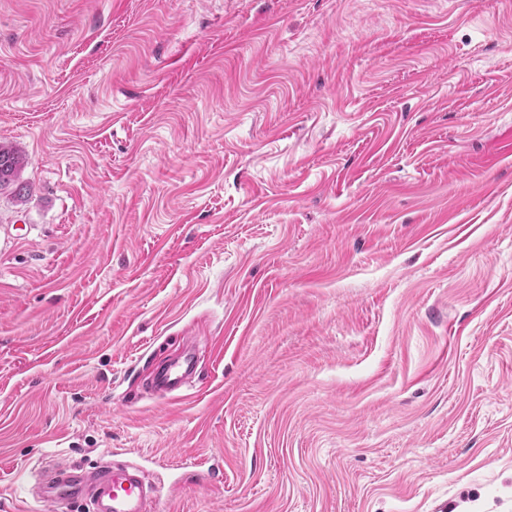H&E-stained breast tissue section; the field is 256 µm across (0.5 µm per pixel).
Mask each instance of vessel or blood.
<instances>
[{
    "label": "vessel or blood",
    "mask_w": 512,
    "mask_h": 512,
    "mask_svg": "<svg viewBox=\"0 0 512 512\" xmlns=\"http://www.w3.org/2000/svg\"><path fill=\"white\" fill-rule=\"evenodd\" d=\"M196 369L195 356L188 352L158 368L155 382L172 390ZM37 488L43 502L81 504L84 512H156L159 505L144 470L107 459L91 469L63 463L47 465Z\"/></svg>",
    "instance_id": "1"
}]
</instances>
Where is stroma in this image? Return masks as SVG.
I'll use <instances>...</instances> for the list:
<instances>
[{"instance_id": "35a3bbf8", "label": "stroma", "mask_w": 512, "mask_h": 512, "mask_svg": "<svg viewBox=\"0 0 512 512\" xmlns=\"http://www.w3.org/2000/svg\"><path fill=\"white\" fill-rule=\"evenodd\" d=\"M0 142V512H512V0H0ZM25 162L26 158L19 150L0 143V190L14 186ZM196 369L195 356L188 352L158 368L155 373V382L161 388L173 390L184 377L195 373ZM36 487L43 502L84 504V512H154L160 504L144 470L112 459L92 469L49 464Z\"/></svg>"}]
</instances>
